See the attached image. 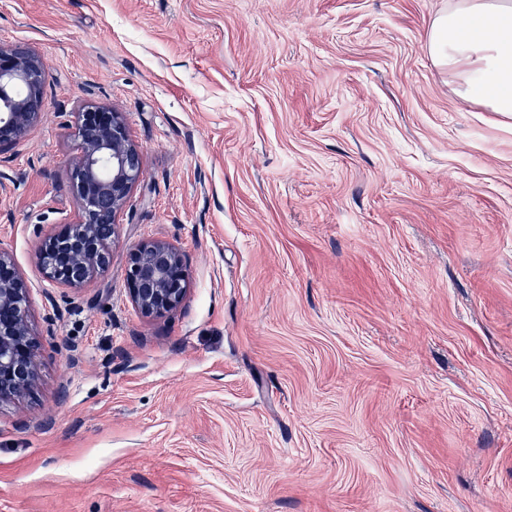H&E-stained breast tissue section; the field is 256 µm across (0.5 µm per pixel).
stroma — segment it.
Segmentation results:
<instances>
[{"label": "stroma", "instance_id": "1", "mask_svg": "<svg viewBox=\"0 0 512 512\" xmlns=\"http://www.w3.org/2000/svg\"><path fill=\"white\" fill-rule=\"evenodd\" d=\"M447 2L0 0L48 102L0 151L41 341L0 512H512V114L424 50ZM87 103L144 176L75 290L36 252ZM145 239L186 260L162 317L129 299Z\"/></svg>", "mask_w": 512, "mask_h": 512}]
</instances>
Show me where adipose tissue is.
<instances>
[{"mask_svg": "<svg viewBox=\"0 0 512 512\" xmlns=\"http://www.w3.org/2000/svg\"><path fill=\"white\" fill-rule=\"evenodd\" d=\"M425 47L463 100L512 113V0H450Z\"/></svg>", "mask_w": 512, "mask_h": 512, "instance_id": "obj_1", "label": "adipose tissue"}]
</instances>
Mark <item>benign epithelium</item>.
Wrapping results in <instances>:
<instances>
[{"mask_svg": "<svg viewBox=\"0 0 512 512\" xmlns=\"http://www.w3.org/2000/svg\"><path fill=\"white\" fill-rule=\"evenodd\" d=\"M46 65L34 50L0 45V150L42 123ZM76 161L67 179L78 199L76 222L46 236L37 252L50 282L78 289L110 263L117 214L143 177L142 156L122 113L90 104L75 113ZM128 294L145 317L178 309L189 288L184 255L171 243L145 240L130 252ZM40 341L29 316L28 284L0 247V404L29 393L39 379Z\"/></svg>", "mask_w": 512, "mask_h": 512, "instance_id": "1", "label": "benign epithelium"}]
</instances>
